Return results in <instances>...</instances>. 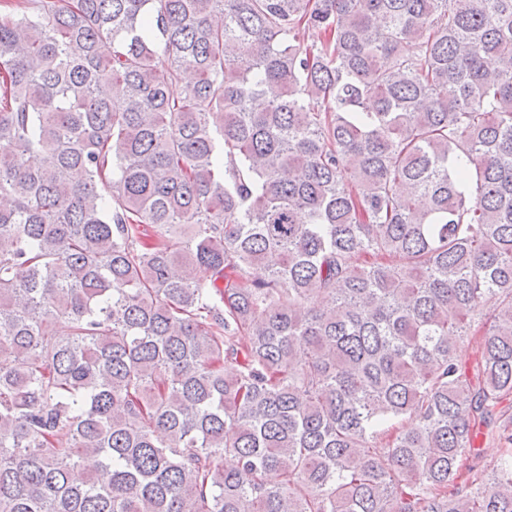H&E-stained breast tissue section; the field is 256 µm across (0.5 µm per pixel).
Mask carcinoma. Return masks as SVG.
Wrapping results in <instances>:
<instances>
[{"instance_id": "carcinoma-1", "label": "carcinoma", "mask_w": 512, "mask_h": 512, "mask_svg": "<svg viewBox=\"0 0 512 512\" xmlns=\"http://www.w3.org/2000/svg\"><path fill=\"white\" fill-rule=\"evenodd\" d=\"M0 512H512V0H0Z\"/></svg>"}]
</instances>
